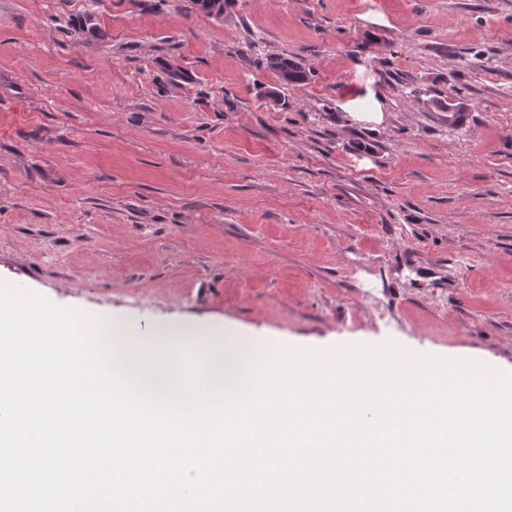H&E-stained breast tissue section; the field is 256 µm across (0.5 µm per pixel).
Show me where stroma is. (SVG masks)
<instances>
[{"label": "stroma", "instance_id": "stroma-1", "mask_svg": "<svg viewBox=\"0 0 512 512\" xmlns=\"http://www.w3.org/2000/svg\"><path fill=\"white\" fill-rule=\"evenodd\" d=\"M0 279L145 335L511 369L512 0H0ZM265 63L266 68L273 71L284 86H299L306 83L309 79L310 70H307L302 63L295 59L288 58V56H269L266 58ZM282 73L288 75L287 81L282 79Z\"/></svg>", "mask_w": 512, "mask_h": 512}]
</instances>
